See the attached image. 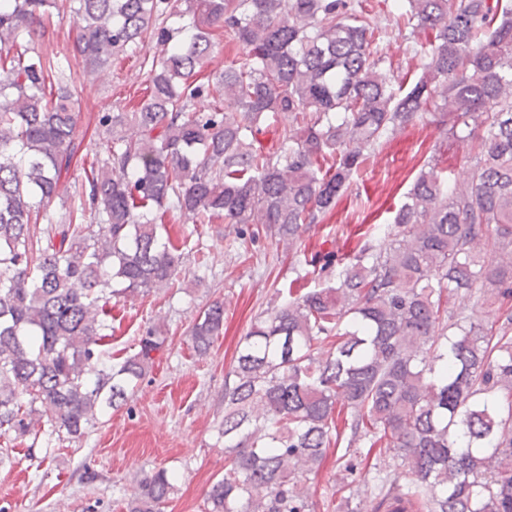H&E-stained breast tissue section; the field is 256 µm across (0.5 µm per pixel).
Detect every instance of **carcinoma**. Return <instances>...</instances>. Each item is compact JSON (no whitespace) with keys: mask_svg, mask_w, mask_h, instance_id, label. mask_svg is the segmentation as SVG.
<instances>
[{"mask_svg":"<svg viewBox=\"0 0 512 512\" xmlns=\"http://www.w3.org/2000/svg\"><path fill=\"white\" fill-rule=\"evenodd\" d=\"M69 2L85 75L148 38L159 54L142 61L147 94L99 113L89 139L71 69L30 47L55 0H0V436L35 445L45 426L79 440L145 377L161 331L115 364L100 341L111 298L178 276L167 213L241 236L260 224L252 234L291 250L371 152L429 115L444 136L392 223L332 285L288 289L239 341L208 509L311 512L307 475L334 448L346 481L333 512H512V3L377 0L404 21L408 52L430 46L405 88L371 49L369 0ZM221 29L244 62L206 73ZM270 112L301 126L264 154ZM125 126L138 138L117 135ZM450 144L470 163L463 186L439 166ZM91 150L79 206L54 212L62 175ZM458 295L493 318L454 309ZM223 330L216 300L192 323L194 351ZM383 454L386 469L372 462ZM174 481L137 476L127 512H160Z\"/></svg>","mask_w":512,"mask_h":512,"instance_id":"cac0c4a2","label":"carcinoma"}]
</instances>
